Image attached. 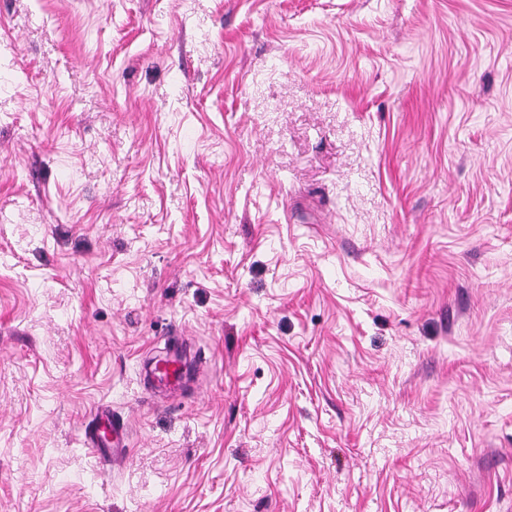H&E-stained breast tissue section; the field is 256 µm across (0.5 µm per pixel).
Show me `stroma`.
<instances>
[{"instance_id": "obj_1", "label": "stroma", "mask_w": 512, "mask_h": 512, "mask_svg": "<svg viewBox=\"0 0 512 512\" xmlns=\"http://www.w3.org/2000/svg\"><path fill=\"white\" fill-rule=\"evenodd\" d=\"M0 512H512V0H0ZM100 418L105 422L98 433L86 434L84 443L93 452L100 456L111 452L114 453L118 448H126V433L123 425L109 412L101 411Z\"/></svg>"}]
</instances>
